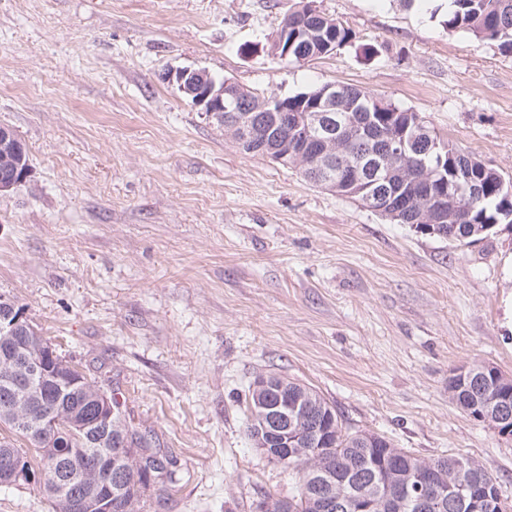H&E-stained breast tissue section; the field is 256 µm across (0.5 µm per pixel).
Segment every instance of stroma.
<instances>
[{
  "label": "stroma",
  "mask_w": 512,
  "mask_h": 512,
  "mask_svg": "<svg viewBox=\"0 0 512 512\" xmlns=\"http://www.w3.org/2000/svg\"><path fill=\"white\" fill-rule=\"evenodd\" d=\"M297 0H0V125L30 173L0 195V294L105 380L175 481L140 512H254L298 477L255 448L258 374L314 388L344 425L422 459L477 460L512 504V439L448 394L512 377V224L456 246L244 153L165 75L204 68L293 95H384L512 180V53L448 30V0H315L354 40L283 64ZM0 512H52L35 485ZM469 376L464 382L461 380H448V394L450 398L470 417L479 422L487 423L492 429L496 423V416L489 421L481 420L478 413L480 404L498 399L503 393L510 392V412L512 415V384L505 383L506 376L496 367L484 364L469 366ZM479 404V406H476ZM495 430V429H494Z\"/></svg>",
  "instance_id": "1"
}]
</instances>
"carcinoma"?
Segmentation results:
<instances>
[{
    "label": "carcinoma",
    "instance_id": "carcinoma-1",
    "mask_svg": "<svg viewBox=\"0 0 512 512\" xmlns=\"http://www.w3.org/2000/svg\"><path fill=\"white\" fill-rule=\"evenodd\" d=\"M453 10L448 14L446 25L450 31L467 32L480 40L498 44L503 51L512 52V0H452ZM353 39L352 30L339 20L329 17L313 0H299L298 7L288 13L277 31L276 40L288 45V61L300 62L331 55ZM379 95L350 85H336V113L356 116L370 115L378 124L391 121L392 116L400 124L408 125L410 134L415 128L418 113L401 108L387 101L383 107L375 105ZM424 135L436 143V148L419 150L410 154V168L421 174L440 169L448 176V192L455 193L461 187L477 194L475 209H460L442 224L434 226V235L450 242L469 244L488 232V224H512V184L502 175L460 148L449 145L422 124ZM288 133H267L263 130L249 143L240 144L247 154L267 157L273 162L296 168L307 180L325 187L338 195L364 203L363 196L350 186H335L313 176L318 169V159L309 146L301 161L293 156L282 157L283 144ZM410 205L388 219L398 224H417L420 203L411 198ZM57 380L36 382L28 374H15L14 387L0 385V408L19 406L33 423L50 415L59 425L66 427L74 416L94 412L96 398L104 392L97 378L79 370L70 362L55 366ZM496 367L484 364L469 366L465 381L448 380L450 398L470 417L479 419L480 404L498 399L504 393H512V384ZM306 397L307 411L295 424L303 433L315 428L320 434L314 442L305 443L298 454L278 447L276 441L263 429L266 417L256 405V393L248 391L247 433L257 448L299 477L296 494L283 500L271 497L279 504L275 512H320L319 503L325 496L336 498V512H356L357 501L368 498L374 507L371 512H419L417 499L427 494L425 480L431 470L441 482H459V474L475 483L484 485L487 492L500 489L497 480L478 461L469 457L442 456L421 459L402 448L395 447L386 437L363 430L348 431L334 405L316 390L298 384ZM112 459L121 471L124 492L112 502V512H140L144 492L153 484L173 480L172 458L151 446L146 434L127 421L123 413L112 421ZM36 468L43 472L42 489L57 480L60 471L69 466L83 469L86 482L96 479L98 471L90 462L70 455L68 448H36ZM336 476L333 485L317 481L320 473ZM429 512H468L463 495L432 504Z\"/></svg>",
    "mask_w": 512,
    "mask_h": 512
}]
</instances>
